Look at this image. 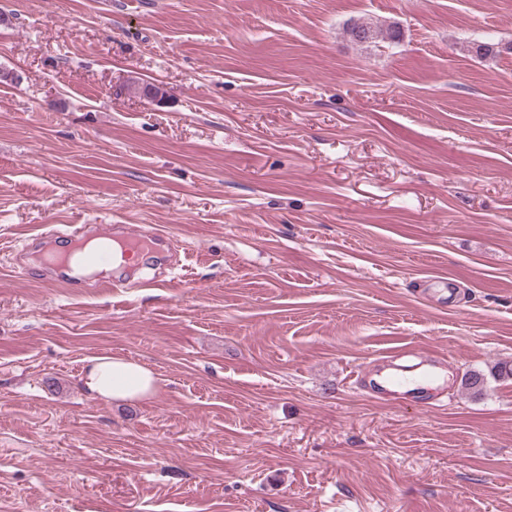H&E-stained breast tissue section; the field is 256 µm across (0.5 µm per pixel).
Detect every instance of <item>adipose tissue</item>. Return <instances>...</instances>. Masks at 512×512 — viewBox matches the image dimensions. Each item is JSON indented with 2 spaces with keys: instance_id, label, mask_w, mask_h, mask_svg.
Wrapping results in <instances>:
<instances>
[{
  "instance_id": "obj_1",
  "label": "adipose tissue",
  "mask_w": 512,
  "mask_h": 512,
  "mask_svg": "<svg viewBox=\"0 0 512 512\" xmlns=\"http://www.w3.org/2000/svg\"><path fill=\"white\" fill-rule=\"evenodd\" d=\"M81 381L93 397L110 402L147 399L159 388V379L151 369L119 355L91 358Z\"/></svg>"
}]
</instances>
